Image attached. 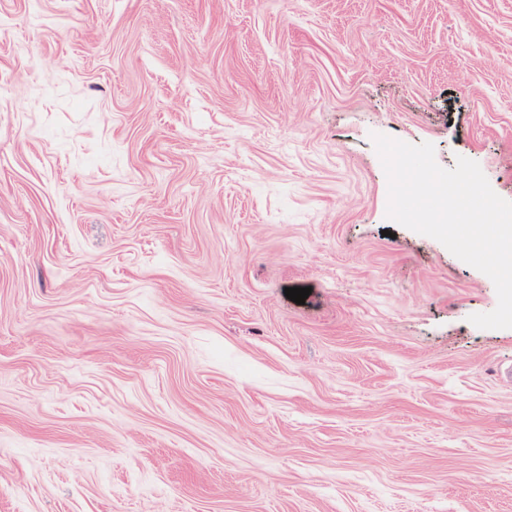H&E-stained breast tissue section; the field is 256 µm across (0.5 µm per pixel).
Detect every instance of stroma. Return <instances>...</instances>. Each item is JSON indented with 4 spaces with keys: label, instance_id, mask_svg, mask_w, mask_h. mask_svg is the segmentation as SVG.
<instances>
[{
    "label": "stroma",
    "instance_id": "35a3bbf8",
    "mask_svg": "<svg viewBox=\"0 0 512 512\" xmlns=\"http://www.w3.org/2000/svg\"><path fill=\"white\" fill-rule=\"evenodd\" d=\"M375 133L512 201V0H0V512H512V329Z\"/></svg>",
    "mask_w": 512,
    "mask_h": 512
}]
</instances>
